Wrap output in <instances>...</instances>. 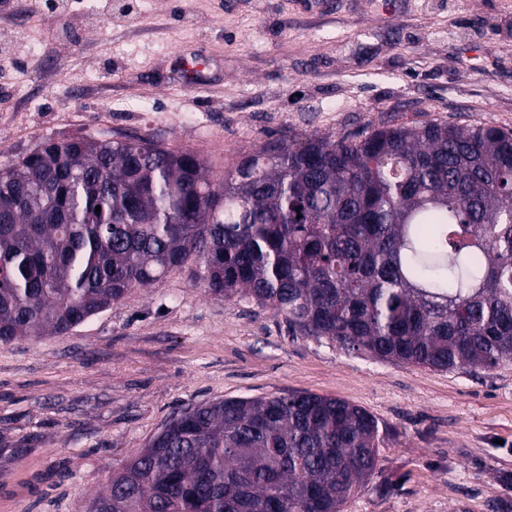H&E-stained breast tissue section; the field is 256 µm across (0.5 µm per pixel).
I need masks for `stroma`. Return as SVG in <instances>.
Masks as SVG:
<instances>
[{"label": "stroma", "mask_w": 512, "mask_h": 512, "mask_svg": "<svg viewBox=\"0 0 512 512\" xmlns=\"http://www.w3.org/2000/svg\"><path fill=\"white\" fill-rule=\"evenodd\" d=\"M33 4L0 5V167L81 135L151 134L219 176L282 135L512 129V0H77L32 21ZM201 271L189 260L64 335L0 345V512H86L174 414L297 393L379 422L344 512H512V361L471 375L348 352L210 296Z\"/></svg>", "instance_id": "1"}]
</instances>
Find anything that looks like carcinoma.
<instances>
[{"instance_id":"1","label":"carcinoma","mask_w":512,"mask_h":512,"mask_svg":"<svg viewBox=\"0 0 512 512\" xmlns=\"http://www.w3.org/2000/svg\"><path fill=\"white\" fill-rule=\"evenodd\" d=\"M191 258L210 295L294 335L489 371L512 360V130L281 136L220 177L151 135L46 140L0 167V345L63 335ZM378 441L337 398L221 399L172 418L87 512H342Z\"/></svg>"}]
</instances>
